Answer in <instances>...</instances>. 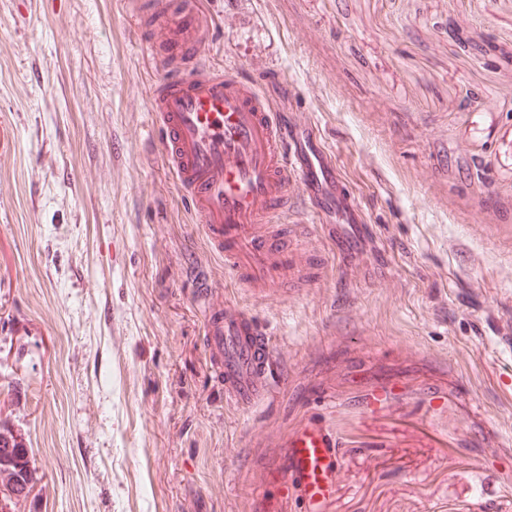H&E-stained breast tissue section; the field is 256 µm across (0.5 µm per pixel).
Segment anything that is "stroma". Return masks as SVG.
I'll return each mask as SVG.
<instances>
[{
    "label": "stroma",
    "instance_id": "1",
    "mask_svg": "<svg viewBox=\"0 0 512 512\" xmlns=\"http://www.w3.org/2000/svg\"><path fill=\"white\" fill-rule=\"evenodd\" d=\"M205 7L208 58L279 72L360 221L310 217L311 286L237 287L153 140L123 0H0V429L36 512H301L281 472L314 421L320 512H512V0ZM194 273L274 331L269 408L225 402ZM7 444L8 443H5V446H1L0 436V464L3 461L10 465L17 474L22 475V482H19L16 485L17 493L22 495L29 483L32 482V474L36 470L35 462L30 455V450L28 448H24L25 446L21 443L13 441L11 443V448H7ZM27 477L29 478V482L27 481Z\"/></svg>",
    "mask_w": 512,
    "mask_h": 512
}]
</instances>
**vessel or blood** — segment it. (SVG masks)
I'll list each match as a JSON object with an SVG mask.
<instances>
[{"label": "vessel or blood", "mask_w": 512, "mask_h": 512, "mask_svg": "<svg viewBox=\"0 0 512 512\" xmlns=\"http://www.w3.org/2000/svg\"><path fill=\"white\" fill-rule=\"evenodd\" d=\"M145 26L144 45L159 74L149 104L160 150L192 206L212 250L242 288L303 287L324 270L322 254L300 256L311 233L297 205L316 211L350 204L332 154L316 138L300 141L287 113L263 91L277 72L249 80L205 61L207 29L199 0H125ZM206 347L219 369L224 398L244 411L270 402L277 370L268 326L219 300L198 279ZM335 441L313 425L291 438L284 482H298L306 512H318L339 460Z\"/></svg>", "instance_id": "1"}]
</instances>
